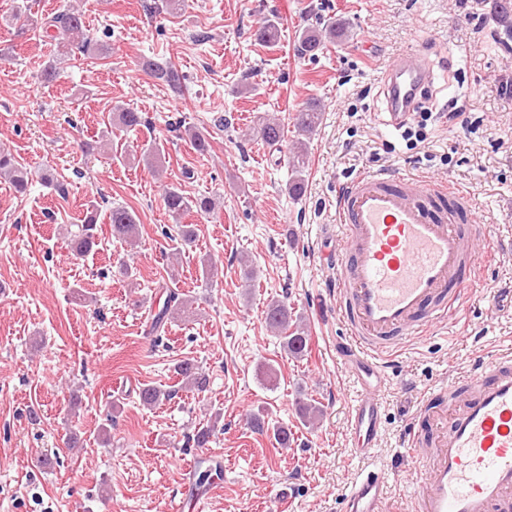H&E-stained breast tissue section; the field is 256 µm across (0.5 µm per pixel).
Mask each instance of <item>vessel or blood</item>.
Listing matches in <instances>:
<instances>
[{
    "instance_id": "b4317fda",
    "label": "vessel or blood",
    "mask_w": 512,
    "mask_h": 512,
    "mask_svg": "<svg viewBox=\"0 0 512 512\" xmlns=\"http://www.w3.org/2000/svg\"><path fill=\"white\" fill-rule=\"evenodd\" d=\"M434 83L430 61L405 52L389 66L386 123L399 128ZM342 251L336 260V313L350 334L338 350L368 387L351 413L350 448L377 445L385 356L404 336L446 324L481 251L468 196L446 184L367 171L336 192ZM464 405L420 455L425 476L417 512H512V347L469 372ZM385 475L361 472L343 495L342 512H388Z\"/></svg>"
}]
</instances>
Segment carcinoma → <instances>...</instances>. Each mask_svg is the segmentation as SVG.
Masks as SVG:
<instances>
[{"instance_id": "obj_1", "label": "carcinoma", "mask_w": 512, "mask_h": 512, "mask_svg": "<svg viewBox=\"0 0 512 512\" xmlns=\"http://www.w3.org/2000/svg\"><path fill=\"white\" fill-rule=\"evenodd\" d=\"M495 18L498 27L507 36H512V4L508 0H498L495 3ZM53 26L59 29V33L67 40L59 42V48L69 50L73 47L90 55L98 51L97 45L86 34V25L83 13L80 9L68 5L52 17ZM347 36V26L344 22H331L326 28L308 27L302 31L298 41V51L303 54H312L324 44V39L341 40ZM151 76L157 81L178 90L181 88L183 76L172 65L158 62L146 64ZM322 109L317 104H312L295 112L292 116L293 127L297 135L310 137L319 126ZM118 125L126 130H133L143 125L142 115L138 112L119 107L114 113ZM186 138L191 145L203 153L209 148V139L205 132L193 126L184 128ZM260 134L265 143L277 144L283 137V128L277 122L268 121L260 129ZM300 148L292 157V177L288 183V193L298 199L304 192V173L306 155L304 142H299ZM5 178L14 186L15 190L23 193L27 190L29 172L23 168L16 156L3 149L0 150V178ZM163 203L169 213L180 216L189 211L209 213L214 209L213 203L208 197H187L176 186L167 188L163 195ZM103 219L112 228V236L131 245L136 244L139 237L138 218L134 211L122 205H113L107 210L95 200L86 203V213L79 224L67 225L66 231L71 244L72 256L82 259L88 256L98 246V219ZM193 299L187 295H181L175 291H169L161 310L156 313L152 322V330L159 332L164 329L169 314L179 313L189 316L193 314ZM265 323L273 331L282 335L284 349L292 356L300 358L307 354L309 338L307 331L300 319L292 318V308L283 301L271 302L265 314ZM176 374L181 376L185 386L197 393H203L209 389L208 375L195 362L189 358L181 361L177 366ZM178 393L176 389L164 390L157 386L147 385L139 391V402L145 408H152L164 400L174 398ZM297 409L303 424L309 425L320 418L322 409L310 400L302 399L297 402ZM221 420L220 414H215L208 422L195 430L192 440L196 447L206 448L215 436Z\"/></svg>"}]
</instances>
